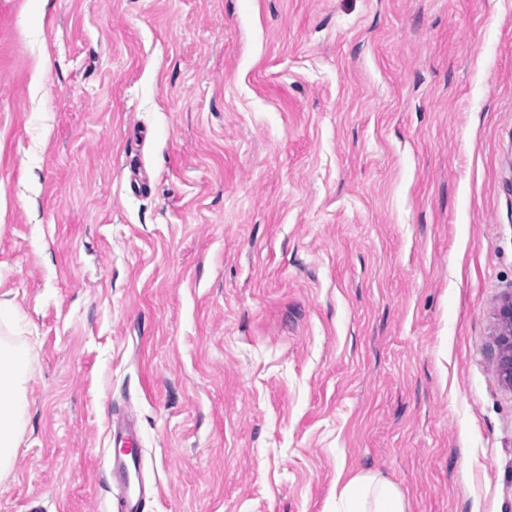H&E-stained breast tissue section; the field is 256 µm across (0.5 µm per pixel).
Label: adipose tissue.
Returning a JSON list of instances; mask_svg holds the SVG:
<instances>
[{"label":"adipose tissue","instance_id":"adipose-tissue-1","mask_svg":"<svg viewBox=\"0 0 512 512\" xmlns=\"http://www.w3.org/2000/svg\"><path fill=\"white\" fill-rule=\"evenodd\" d=\"M28 348L0 336V479L13 466L28 408ZM337 512H406L400 488L378 472L352 477L338 496Z\"/></svg>","mask_w":512,"mask_h":512}]
</instances>
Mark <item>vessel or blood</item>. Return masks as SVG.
Wrapping results in <instances>:
<instances>
[{
    "mask_svg": "<svg viewBox=\"0 0 512 512\" xmlns=\"http://www.w3.org/2000/svg\"><path fill=\"white\" fill-rule=\"evenodd\" d=\"M112 447L108 455V477L119 486L116 512H145L147 500L141 484L143 455L138 432L133 423L115 425L110 432Z\"/></svg>",
    "mask_w": 512,
    "mask_h": 512,
    "instance_id": "obj_1",
    "label": "vessel or blood"
}]
</instances>
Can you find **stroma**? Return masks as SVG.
Here are the masks:
<instances>
[{
	"label": "stroma",
	"instance_id": "1",
	"mask_svg": "<svg viewBox=\"0 0 512 512\" xmlns=\"http://www.w3.org/2000/svg\"><path fill=\"white\" fill-rule=\"evenodd\" d=\"M511 290L512 0H0V512H512ZM495 320V370L503 386L512 391V293L496 307ZM28 348L0 336V479L13 466L28 408ZM110 443L114 448H109L107 473L110 483L121 489L115 512H145L147 499L140 476L143 455L134 424L111 427ZM336 512H407L400 488L380 472H365L347 481Z\"/></svg>",
	"mask_w": 512,
	"mask_h": 512
}]
</instances>
